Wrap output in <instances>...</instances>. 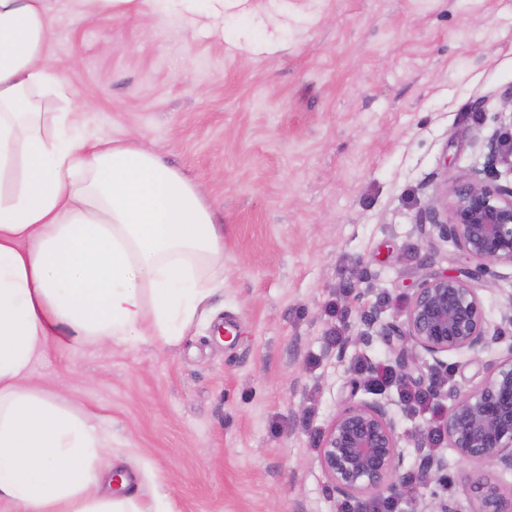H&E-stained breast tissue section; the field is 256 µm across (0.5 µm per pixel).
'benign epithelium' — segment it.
Segmentation results:
<instances>
[{
  "instance_id": "1",
  "label": "benign epithelium",
  "mask_w": 512,
  "mask_h": 512,
  "mask_svg": "<svg viewBox=\"0 0 512 512\" xmlns=\"http://www.w3.org/2000/svg\"><path fill=\"white\" fill-rule=\"evenodd\" d=\"M485 149L484 169L453 183L421 219L477 266L424 278L398 310L401 322L381 324L377 337L388 346L401 383L419 388L441 408L439 430L463 467L464 487L475 501L472 512H512V494H505L497 477L512 471V352L490 362L474 390L447 388L437 380L441 355L484 349L498 339L469 281L494 274L498 264L512 265V185L489 182L498 177L499 159L512 154V138L492 136ZM419 349L433 363L424 361ZM392 404L391 398L345 404L319 435L316 448L333 487L359 506L391 500L407 505L408 512H456L428 494L434 476L448 470V458L424 445L421 425L412 433L418 463L401 470L402 436L389 412Z\"/></svg>"
}]
</instances>
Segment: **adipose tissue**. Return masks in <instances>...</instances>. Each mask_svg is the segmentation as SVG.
<instances>
[{
    "instance_id": "1",
    "label": "adipose tissue",
    "mask_w": 512,
    "mask_h": 512,
    "mask_svg": "<svg viewBox=\"0 0 512 512\" xmlns=\"http://www.w3.org/2000/svg\"><path fill=\"white\" fill-rule=\"evenodd\" d=\"M48 0H0V500L19 512H166L103 494L105 428L28 382L50 346L180 342L224 280L197 181L134 136L44 112L73 90Z\"/></svg>"
}]
</instances>
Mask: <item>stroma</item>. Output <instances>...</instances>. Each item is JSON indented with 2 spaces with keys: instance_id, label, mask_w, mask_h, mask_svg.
Masks as SVG:
<instances>
[{
  "instance_id": "1",
  "label": "stroma",
  "mask_w": 512,
  "mask_h": 512,
  "mask_svg": "<svg viewBox=\"0 0 512 512\" xmlns=\"http://www.w3.org/2000/svg\"><path fill=\"white\" fill-rule=\"evenodd\" d=\"M52 112L133 135L193 176L224 226V283L170 348L52 347L31 385L112 435L128 494L172 512H338L315 446L376 324L473 266L419 219L512 136V0H147L84 22L54 0ZM373 306L364 324L355 295ZM500 342L447 356L474 389L512 347V266L477 284ZM364 334L337 358L334 333Z\"/></svg>"
}]
</instances>
